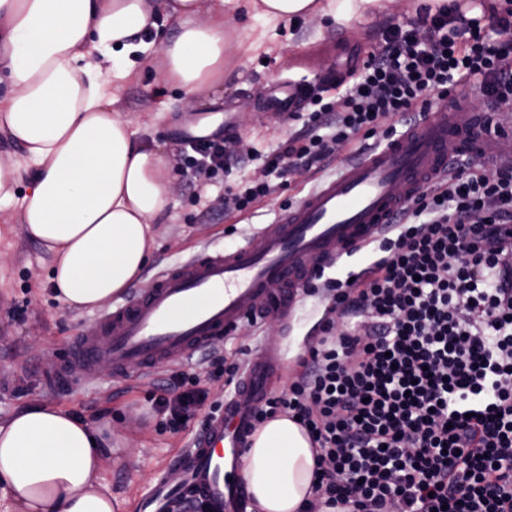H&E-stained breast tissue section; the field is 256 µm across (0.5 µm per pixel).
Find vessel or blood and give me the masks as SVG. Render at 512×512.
Returning a JSON list of instances; mask_svg holds the SVG:
<instances>
[{
  "label": "vessel or blood",
  "instance_id": "1",
  "mask_svg": "<svg viewBox=\"0 0 512 512\" xmlns=\"http://www.w3.org/2000/svg\"><path fill=\"white\" fill-rule=\"evenodd\" d=\"M305 88L298 80L278 88L271 100L278 117L296 111ZM486 121V113L472 109L467 93H456L446 108L427 113L391 143L341 163L334 176L264 225L255 241L231 252L204 250L162 270L141 294L100 315L94 329L74 341L49 387L92 381L104 361L115 370L132 366L146 376L188 360L268 312L288 315L318 272L382 237L392 211L447 176L449 141L481 155L489 166L512 167V136L486 130ZM281 365L275 349L251 356L223 412L179 455L182 482L158 479L140 497L138 512H168L190 499L204 512H246L239 472L253 429L243 406L264 402Z\"/></svg>",
  "mask_w": 512,
  "mask_h": 512
}]
</instances>
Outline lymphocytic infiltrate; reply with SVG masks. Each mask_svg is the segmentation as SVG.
Listing matches in <instances>:
<instances>
[{"instance_id": "lymphocytic-infiltrate-1", "label": "lymphocytic infiltrate", "mask_w": 512, "mask_h": 512, "mask_svg": "<svg viewBox=\"0 0 512 512\" xmlns=\"http://www.w3.org/2000/svg\"><path fill=\"white\" fill-rule=\"evenodd\" d=\"M511 33L512 0L481 20L424 5L387 26L360 68L308 87L302 132L263 155L265 180L227 208L249 210L337 144L386 143L466 86L512 111ZM178 161L200 183L247 163L233 137L185 141ZM389 222L381 258L325 283L319 338L254 422L283 413L307 431L304 512H512V168L453 161ZM175 388L154 401L173 430L206 397L188 373Z\"/></svg>"}]
</instances>
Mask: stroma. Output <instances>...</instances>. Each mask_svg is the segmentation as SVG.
I'll return each instance as SVG.
<instances>
[{"mask_svg":"<svg viewBox=\"0 0 512 512\" xmlns=\"http://www.w3.org/2000/svg\"><path fill=\"white\" fill-rule=\"evenodd\" d=\"M423 3L399 0L389 11L339 25L328 17L301 18L294 23L269 20L250 11L244 0H229L224 7L228 28L224 81L192 107L183 90L161 85L160 56L134 57V70L128 77L122 76L120 69L103 68L102 78L120 118L133 124L135 142H156L176 182L167 206L152 221L154 245L149 260L124 292V299L138 295L158 271L202 249H236L245 237L272 223L284 202L299 199L319 180L334 175L340 162L356 149L352 143L338 146L335 158L325 161L322 169L296 173L271 198L239 215L225 206L227 187L241 179L262 177L259 163L194 187L177 166L176 130L181 123L225 108L246 149L271 151L302 127L293 120L284 124L265 121V103L280 79L319 82L344 65L340 50L366 54L376 46L384 26L415 18ZM25 190V183L16 184L17 198ZM17 198L0 204V423L32 404L63 408L88 419L111 418L124 436L123 449L119 456H104L100 476L118 500L119 512H134L137 496L158 475L179 480L180 470L174 464L178 449L192 443L202 421L224 402V381L208 377L210 359L221 358L230 364L265 348L279 350L283 367L276 386L284 388L297 357L318 337L324 305L318 297H301L289 318L278 320L276 329H269L264 322L243 326L235 337L208 346L183 364V371L198 376L208 397L187 426L177 432L166 428L164 415L152 405L153 397L161 394L174 372L170 366L145 378L136 371L102 369L93 383L47 392L43 378L50 363L67 356L75 337L94 326L97 313L69 309L58 297L50 279L52 256L29 234Z\"/></svg>","mask_w":512,"mask_h":512,"instance_id":"35a3bbf8","label":"stroma"}]
</instances>
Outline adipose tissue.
I'll return each instance as SVG.
<instances>
[{"label": "adipose tissue", "instance_id": "obj_1", "mask_svg": "<svg viewBox=\"0 0 512 512\" xmlns=\"http://www.w3.org/2000/svg\"><path fill=\"white\" fill-rule=\"evenodd\" d=\"M393 0H250L280 20L329 16L337 23L389 9ZM163 12L180 26L160 48L167 83L191 96L224 76V0L200 19V0H0V131L22 145V162L0 167V202L21 200L30 235L54 256L51 280L66 307L92 310L122 294L143 270L150 221L165 208L173 178L160 150L134 146L128 121L112 114L103 64L148 47L134 43ZM112 422L85 421L34 405L0 424L1 489L14 512H118L99 479ZM315 466L309 438L285 416L251 436L242 478L257 512H301Z\"/></svg>", "mask_w": 512, "mask_h": 512}]
</instances>
